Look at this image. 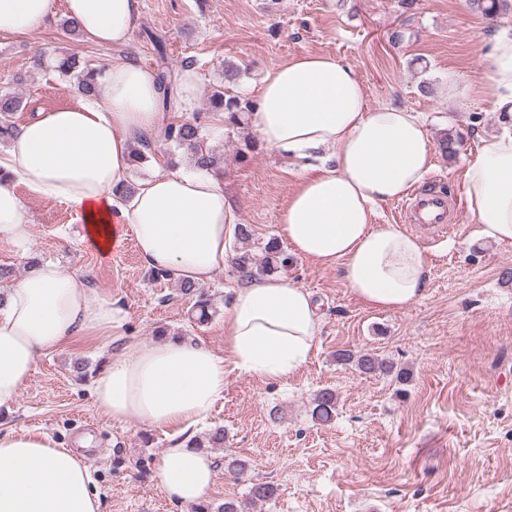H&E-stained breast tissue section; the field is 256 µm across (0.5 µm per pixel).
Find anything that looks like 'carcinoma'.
<instances>
[{
    "mask_svg": "<svg viewBox=\"0 0 512 512\" xmlns=\"http://www.w3.org/2000/svg\"><path fill=\"white\" fill-rule=\"evenodd\" d=\"M472 8L482 15L494 20L512 12V0H471ZM147 38L154 46L159 58L156 72V83L161 95L162 111H173L174 97L178 84V74L166 62V45L164 39L156 33H146ZM54 68L58 74L70 79L69 86L75 88L82 95H91L99 91L98 77L101 76V67L94 61L73 56L57 57ZM23 105L22 98L9 92L0 93V143L9 144L18 132V126L13 121L14 113ZM210 111L198 112L190 120H176L167 123L162 130L165 141L190 154L193 165L201 170L221 171L224 167V157L215 153L206 144V133L211 114L223 112L226 114L224 123L230 127L240 128L247 122V115L251 112L252 102L230 92L224 85H216L209 98ZM154 158L150 149V140L145 138L131 147L130 163L132 167H139ZM242 247L234 257L235 269L242 276L256 280L269 276L280 269L288 267L289 257L275 241H269L263 246L264 257L256 260L252 253V228L247 224L237 226L236 232ZM181 295L193 301L191 310L195 320L202 324L211 319L216 313L209 290L185 282L179 284ZM336 361L341 364H354L363 373H390L393 365L369 353L355 355L350 350L336 352ZM314 415L321 421L331 419L336 408V393L330 388L320 390L314 399ZM197 448H221L224 445V427L218 426L211 430L202 439H194ZM278 495V486L259 482L251 485L249 489L250 500L253 502L270 501ZM191 512H244V503L236 499H226L220 504L209 500H202L191 507Z\"/></svg>",
    "mask_w": 512,
    "mask_h": 512,
    "instance_id": "carcinoma-1",
    "label": "carcinoma"
}]
</instances>
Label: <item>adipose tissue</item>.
I'll use <instances>...</instances> for the list:
<instances>
[{
    "instance_id": "1",
    "label": "adipose tissue",
    "mask_w": 512,
    "mask_h": 512,
    "mask_svg": "<svg viewBox=\"0 0 512 512\" xmlns=\"http://www.w3.org/2000/svg\"><path fill=\"white\" fill-rule=\"evenodd\" d=\"M90 41L127 44L140 0H65ZM54 14V0H0V34L27 36ZM478 82L449 75L448 102L487 97L502 122L483 137L463 177L466 207L479 238L512 244V27L484 48ZM97 96L24 123L0 152V239L20 253L31 247L26 197L71 206L84 242L108 256L132 234L146 268L206 283L223 269L238 222L211 171L161 172L128 197L117 194L131 167V146L157 138L168 115L155 74L137 62L107 65ZM251 129L276 152L304 160L298 187L281 214L291 252L340 267L367 306L399 310L423 295L429 275L424 245L397 224L374 221L376 208L407 195L432 166L434 145L417 113L370 105L347 62L303 53L267 72L249 114ZM26 195H19L16 184ZM120 310L91 301L88 281L71 266L45 262L0 295V408L10 409L40 357L85 336L111 332ZM321 330L312 294L281 277L235 289L224 309L226 354L203 343L129 342L94 380L97 409L108 419L138 421L177 436L157 478L178 507L211 489L212 458L185 433L204 422L224 396V362L268 380L288 378L310 358ZM0 512H101L91 463L46 433L0 431Z\"/></svg>"
}]
</instances>
